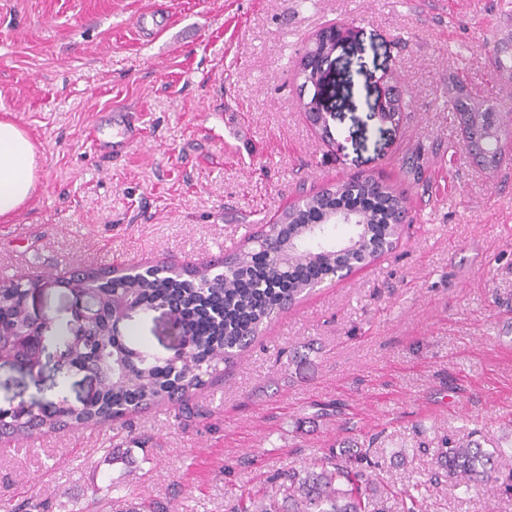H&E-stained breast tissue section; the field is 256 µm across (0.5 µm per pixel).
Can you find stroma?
Masks as SVG:
<instances>
[{"instance_id":"obj_1","label":"stroma","mask_w":512,"mask_h":512,"mask_svg":"<svg viewBox=\"0 0 512 512\" xmlns=\"http://www.w3.org/2000/svg\"><path fill=\"white\" fill-rule=\"evenodd\" d=\"M140 15L170 25L146 40ZM346 24L358 34L332 56L327 139L297 66L319 31ZM504 40L512 0H0V115L38 162L28 205L0 222V281L219 261L301 194L356 175L383 177L412 219L391 251L304 293L191 394L210 413L199 426L160 406L0 441V493L121 512L94 501L112 484L176 512H235L346 440L371 445L374 478L398 488L426 479L447 436L512 452V138L485 168L447 105L458 79L512 115L489 53ZM391 89L395 123L376 115ZM117 113L143 136L100 154L91 139ZM119 333L160 362L179 347L165 309L130 312ZM95 388L52 346L30 370L0 361V408L58 393L77 407ZM422 512H512V492L443 482Z\"/></svg>"}]
</instances>
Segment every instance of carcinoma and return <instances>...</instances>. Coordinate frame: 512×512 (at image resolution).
<instances>
[{
  "instance_id": "obj_1",
  "label": "carcinoma",
  "mask_w": 512,
  "mask_h": 512,
  "mask_svg": "<svg viewBox=\"0 0 512 512\" xmlns=\"http://www.w3.org/2000/svg\"><path fill=\"white\" fill-rule=\"evenodd\" d=\"M498 72H512V43L494 49ZM483 103L459 88L448 109L460 120L468 115L474 129L481 124ZM302 208L285 211L279 222L268 225L259 236L245 240L237 251L224 256L229 267L212 272L209 262L162 264L138 273L116 274L77 270L64 280L63 288H89L99 300V318L76 330L48 321L36 325L28 320L25 303L36 284L20 280L0 282V351L12 353L18 365L28 366V354L19 336L43 333L57 341L71 363L95 371L101 389L79 407L62 401L43 408L20 405L11 414L0 413V438L28 439L45 432L72 428H98L123 415L150 407L183 403L203 383V376L219 364L238 360L255 339L269 316L285 309L310 283L334 275L345 260L365 252L364 235L349 227L346 236H333L326 228L325 242L314 244L312 221L328 217L340 205L363 215L369 238L395 242L400 225L398 213L405 209L403 197L373 178H350L303 196ZM310 252L297 264L278 261ZM175 306L182 324V351L163 364H150L112 334V324L123 309L149 307L155 302ZM450 479L476 487L492 496L498 489H512V453L489 451L472 438L442 440L437 468L427 482H415L401 493L402 512H421L426 484ZM274 489L250 502L244 512H385L379 504L387 490L372 477L367 453L362 450L333 452L319 463L303 469L290 468L273 478ZM51 500L31 496L15 504L11 512H50Z\"/></svg>"
}]
</instances>
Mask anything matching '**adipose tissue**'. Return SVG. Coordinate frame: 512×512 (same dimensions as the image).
I'll return each mask as SVG.
<instances>
[{
    "label": "adipose tissue",
    "instance_id": "1",
    "mask_svg": "<svg viewBox=\"0 0 512 512\" xmlns=\"http://www.w3.org/2000/svg\"><path fill=\"white\" fill-rule=\"evenodd\" d=\"M35 148L12 120L0 119V219L17 215L35 192Z\"/></svg>",
    "mask_w": 512,
    "mask_h": 512
}]
</instances>
